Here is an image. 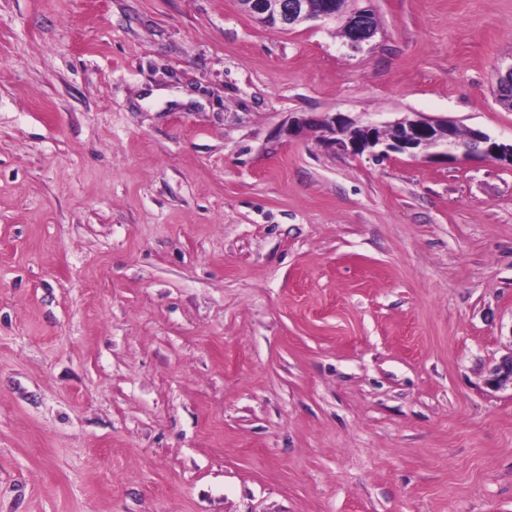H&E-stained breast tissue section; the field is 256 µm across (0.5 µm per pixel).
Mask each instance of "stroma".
<instances>
[{
	"label": "stroma",
	"mask_w": 512,
	"mask_h": 512,
	"mask_svg": "<svg viewBox=\"0 0 512 512\" xmlns=\"http://www.w3.org/2000/svg\"><path fill=\"white\" fill-rule=\"evenodd\" d=\"M0 0V512H512V0ZM246 10L264 21L267 26L290 30L318 19L341 20V30L349 32L345 43L350 48H359L376 33L372 25L375 14L369 7L339 10L334 0H324L321 8L312 13L307 0H242ZM307 126L319 128L327 145L354 155L389 156L398 153L416 158L424 154L448 160L456 159L457 152H460L457 127L448 120L417 116L380 126L358 124L342 112H329L318 118L298 117L288 127V132L298 133ZM489 140L492 139L487 134L479 130H470L468 145L463 148L461 154L463 156L482 154L496 159L505 166L512 167V144H499L498 147H494ZM486 383L495 388L510 386L512 389V345L509 353L500 357L489 369Z\"/></svg>",
	"instance_id": "stroma-1"
}]
</instances>
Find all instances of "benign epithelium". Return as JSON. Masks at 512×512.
<instances>
[{"label": "benign epithelium", "mask_w": 512, "mask_h": 512, "mask_svg": "<svg viewBox=\"0 0 512 512\" xmlns=\"http://www.w3.org/2000/svg\"><path fill=\"white\" fill-rule=\"evenodd\" d=\"M246 10L266 25L280 30H290L318 19L340 20L341 29L349 32L346 44L358 48L369 41L377 28L372 25L375 14L369 7L343 11L334 0H324L321 8L313 13L307 0H243ZM317 127L323 141L354 155L368 153L388 156L392 153L416 158L422 154L431 158H455L457 154L469 156L482 154L492 157L505 166L512 167V144L493 146L490 137L471 130L468 145L460 147L457 127L448 120H430L421 117L403 119L394 124H359L341 112L327 113L318 118L298 117L292 121L288 132L298 133L305 127ZM486 383L495 388L512 387V350L499 358L489 369Z\"/></svg>", "instance_id": "benign-epithelium-1"}]
</instances>
